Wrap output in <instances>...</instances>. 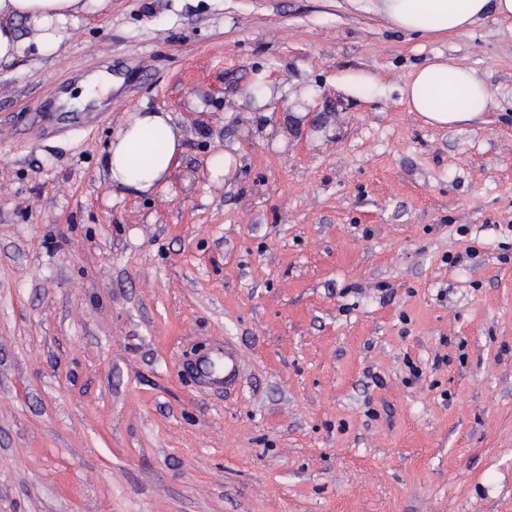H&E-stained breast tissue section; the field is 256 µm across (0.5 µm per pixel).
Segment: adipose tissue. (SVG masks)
<instances>
[{
	"mask_svg": "<svg viewBox=\"0 0 512 512\" xmlns=\"http://www.w3.org/2000/svg\"><path fill=\"white\" fill-rule=\"evenodd\" d=\"M106 0H0V64H10L22 49L16 25L27 20L38 34L37 51L53 54L80 16L102 9ZM371 8L400 30L424 34L463 31L487 13L512 19V0H369ZM401 100L426 123H467L487 109L485 84L470 70L430 62L411 73ZM183 152L178 130L164 111L133 114L116 132L104 158L112 193L147 195L166 187Z\"/></svg>",
	"mask_w": 512,
	"mask_h": 512,
	"instance_id": "ef3b65f1",
	"label": "adipose tissue"
}]
</instances>
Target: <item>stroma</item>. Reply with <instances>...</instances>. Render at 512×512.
Instances as JSON below:
<instances>
[{"label": "stroma", "mask_w": 512, "mask_h": 512, "mask_svg": "<svg viewBox=\"0 0 512 512\" xmlns=\"http://www.w3.org/2000/svg\"><path fill=\"white\" fill-rule=\"evenodd\" d=\"M18 28L0 512H512L511 21L414 35L358 0H107L49 56ZM436 60L486 83L479 118L402 103ZM98 73L111 93L69 109ZM297 101L329 138L281 133ZM149 110L180 164L113 197L101 160ZM224 150L235 173L211 180ZM228 343L226 392L196 362Z\"/></svg>", "instance_id": "35a3bbf8"}]
</instances>
